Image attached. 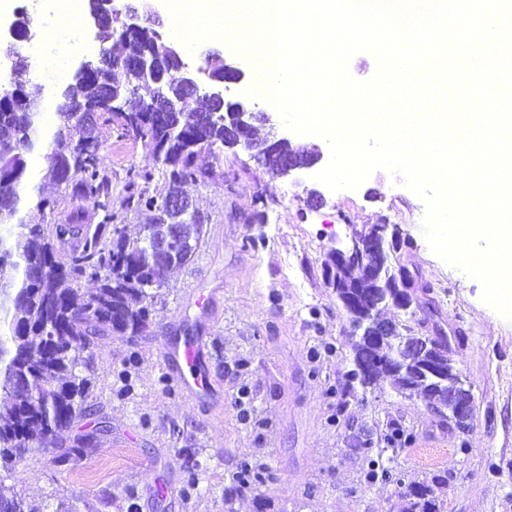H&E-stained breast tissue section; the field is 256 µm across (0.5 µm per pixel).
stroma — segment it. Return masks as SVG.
<instances>
[{
    "instance_id": "35a3bbf8",
    "label": "stroma",
    "mask_w": 512,
    "mask_h": 512,
    "mask_svg": "<svg viewBox=\"0 0 512 512\" xmlns=\"http://www.w3.org/2000/svg\"><path fill=\"white\" fill-rule=\"evenodd\" d=\"M8 42L29 57V77L48 95L45 122L54 125L51 96L72 82L82 54L54 65L32 41L1 34ZM214 55L252 71L229 44L203 41L185 54L200 89ZM97 133L117 212L126 170L146 164L148 151L110 126ZM198 163L215 173L207 186L184 188L209 217L198 251L171 275L143 336L108 338L96 351L88 411L71 427L96 432L95 447L61 466L46 447L26 467L0 468V483L33 512L67 504L78 512H404L405 486L444 475L434 493L445 512H512V320L484 301L479 280L431 249L423 200L383 169L334 191L311 170L274 177L242 149ZM313 188L323 203L310 200ZM43 193L57 199L55 213L31 206L27 222L102 219L71 190L47 184ZM372 224L398 225L411 240L398 258L419 276L416 301L384 316L415 334L448 337L475 399L466 431L385 379L341 392L353 330L328 282V249ZM188 338L204 344L210 395L183 391L165 368V348ZM395 425L405 442L389 441ZM358 430L370 434L390 480L368 482V459L347 444ZM245 462L261 467L264 482L240 492L229 475Z\"/></svg>"
}]
</instances>
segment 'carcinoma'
<instances>
[{
    "instance_id": "cac0c4a2",
    "label": "carcinoma",
    "mask_w": 512,
    "mask_h": 512,
    "mask_svg": "<svg viewBox=\"0 0 512 512\" xmlns=\"http://www.w3.org/2000/svg\"><path fill=\"white\" fill-rule=\"evenodd\" d=\"M115 27L112 16H103L102 50L93 61L107 81L104 90L131 106L127 112L102 113L103 123L148 147L156 140L168 141V152L152 151L150 163L134 164L126 172L123 213L151 215V222L141 225L135 237L127 234L112 211V183L103 171L102 144L79 112L56 113L41 180L72 184L79 196L102 211V219L92 231L76 215L50 230L45 224L25 222L21 211L31 179L29 160L42 147L41 113L26 111L8 92L28 72V58L18 56L16 69L0 79V226H5L0 233V323L7 325V331H0V448L25 449L12 461L14 466L26 465L47 439L56 440L61 449L56 462L83 458L89 435L73 438L69 431L74 419L88 409L95 350L108 337L133 339L146 332L159 291L173 270L185 266L200 240L201 225L185 220L161 224L158 207L178 184L207 185L211 172L198 165L200 152L214 145L216 157L223 149L224 126L211 127L210 140L204 143L188 110L168 113L163 125L155 123L156 101L163 93L177 92V87L148 76L129 91L122 70L124 60L156 52L153 28L126 33V54L115 57L108 46ZM97 95V88L79 75L61 92L83 104ZM158 173L164 187L155 192L151 185ZM166 235L179 242L172 255L154 247ZM58 242L73 243L66 265L55 259ZM412 339L399 329L384 339L360 332L351 344L353 369L343 393L353 391L356 383L366 389L386 376L396 391L414 390L433 400L435 389L416 376L415 356H404L398 370L382 363L393 344ZM372 452L368 437L361 454L369 458V476L390 478L389 470L371 458ZM406 496L411 500L408 512H444V503L425 484L412 487ZM0 512H24L22 499L1 485Z\"/></svg>"
}]
</instances>
